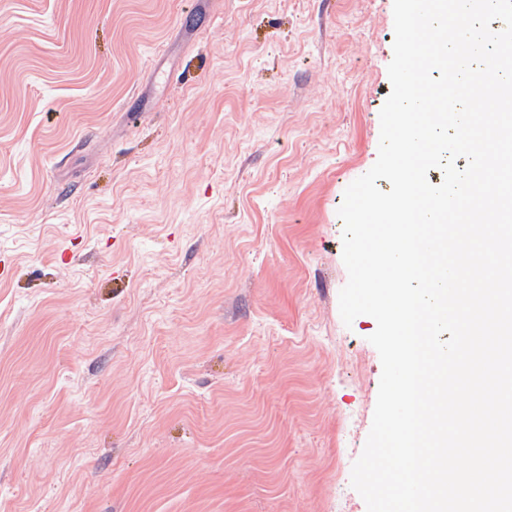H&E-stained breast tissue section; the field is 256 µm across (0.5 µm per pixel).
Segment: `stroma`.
<instances>
[{"mask_svg": "<svg viewBox=\"0 0 512 512\" xmlns=\"http://www.w3.org/2000/svg\"><path fill=\"white\" fill-rule=\"evenodd\" d=\"M393 0H0V512H367L345 326Z\"/></svg>", "mask_w": 512, "mask_h": 512, "instance_id": "obj_1", "label": "stroma"}]
</instances>
